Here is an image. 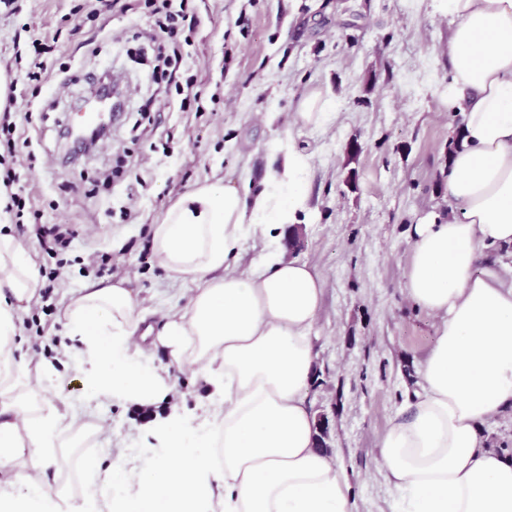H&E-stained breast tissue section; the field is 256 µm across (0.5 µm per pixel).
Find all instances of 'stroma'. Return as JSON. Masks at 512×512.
Segmentation results:
<instances>
[{"label": "stroma", "mask_w": 512, "mask_h": 512, "mask_svg": "<svg viewBox=\"0 0 512 512\" xmlns=\"http://www.w3.org/2000/svg\"><path fill=\"white\" fill-rule=\"evenodd\" d=\"M0 0V69L10 78L16 150L0 168L21 175L23 213L0 210L21 235L36 271L55 266L53 309L40 296L22 303L21 352L67 375L62 399L82 395L81 374L63 353L72 292L96 280L108 256L111 281L126 280L154 329L183 308L192 284L174 283L155 264L150 226L171 200L210 179L251 194L262 187L272 150L293 140L308 158L310 211L276 238L254 229L236 267L246 271L270 248L315 267L323 280L312 331L317 374L308 396L329 421L328 445L345 467L355 512H398L383 476L379 442L409 394L434 338V316L404 290L403 271L418 219L448 207L449 112L445 0H189L194 25L176 66L191 82L184 99L153 74L155 17L145 0ZM55 38L42 82L26 77L16 51ZM127 87L125 108L107 139L71 164L61 125L78 122L90 76L104 66ZM319 89L332 115L321 127L289 130L300 95ZM154 97L150 119L143 99ZM39 224L80 235L61 259L40 246ZM173 402L201 414L208 383L172 369ZM94 445L112 463L117 440L137 435L148 411L109 405Z\"/></svg>", "instance_id": "obj_1"}]
</instances>
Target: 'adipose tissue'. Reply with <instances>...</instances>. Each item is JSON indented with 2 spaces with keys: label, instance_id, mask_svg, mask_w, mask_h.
Returning a JSON list of instances; mask_svg holds the SVG:
<instances>
[{
  "label": "adipose tissue",
  "instance_id": "ef3b65f1",
  "mask_svg": "<svg viewBox=\"0 0 512 512\" xmlns=\"http://www.w3.org/2000/svg\"><path fill=\"white\" fill-rule=\"evenodd\" d=\"M446 3L445 92L461 117L449 138L451 205L414 224L403 272L409 299L437 323L421 389L391 420L380 456L401 512H512V457L479 432L512 410V277L486 260L512 246V0ZM307 165L293 143L280 145L261 190L200 181L152 224L155 264L195 286L157 339L172 366L195 367L212 391L197 420L175 411L146 424L148 454L80 459L93 491L78 500L45 489L60 448L102 434L105 403L167 400L172 376L132 345L146 321L132 290L100 281L65 312L82 396L44 398L32 374L59 389L65 378L47 362L31 371L17 342L19 305L38 275L0 232V512H352L346 470L317 448L307 400L323 282L275 249L256 270L231 268L249 226L268 234L306 212Z\"/></svg>",
  "mask_w": 512,
  "mask_h": 512
}]
</instances>
